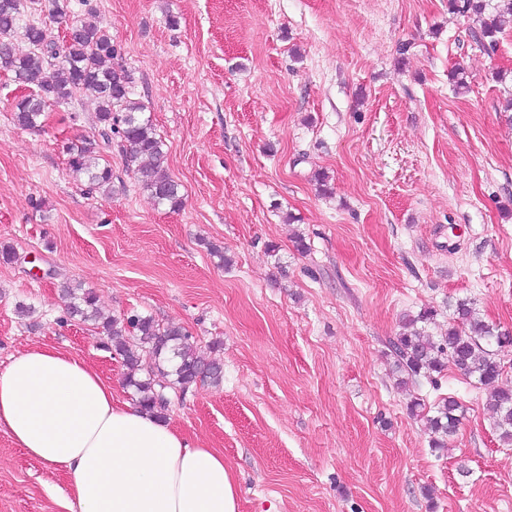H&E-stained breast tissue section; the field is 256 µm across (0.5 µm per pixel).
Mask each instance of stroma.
Instances as JSON below:
<instances>
[{"instance_id":"35a3bbf8","label":"stroma","mask_w":512,"mask_h":512,"mask_svg":"<svg viewBox=\"0 0 512 512\" xmlns=\"http://www.w3.org/2000/svg\"><path fill=\"white\" fill-rule=\"evenodd\" d=\"M23 3L27 24L60 5L105 27L184 205L157 207L117 147L112 197L89 194L63 146L97 138L95 98L23 129L1 72L0 369L51 346L134 401L67 317L79 282L223 365L166 417L223 452L238 512H512L488 389L450 366L399 387L391 351L404 314L443 336L461 299L512 331V16L491 49L449 0ZM448 396L462 423L436 449L408 403ZM70 483L0 430V512H70Z\"/></svg>"}]
</instances>
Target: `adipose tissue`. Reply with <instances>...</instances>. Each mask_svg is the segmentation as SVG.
<instances>
[{
    "mask_svg": "<svg viewBox=\"0 0 512 512\" xmlns=\"http://www.w3.org/2000/svg\"><path fill=\"white\" fill-rule=\"evenodd\" d=\"M0 429L69 474L76 512H238L222 452L118 400L78 356H15L0 372Z\"/></svg>",
    "mask_w": 512,
    "mask_h": 512,
    "instance_id": "ef3b65f1",
    "label": "adipose tissue"
}]
</instances>
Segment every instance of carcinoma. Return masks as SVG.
Returning <instances> with one entry per match:
<instances>
[{"instance_id":"cac0c4a2","label":"carcinoma","mask_w":512,"mask_h":512,"mask_svg":"<svg viewBox=\"0 0 512 512\" xmlns=\"http://www.w3.org/2000/svg\"><path fill=\"white\" fill-rule=\"evenodd\" d=\"M512 12V0L492 4L490 0H450V7L463 13L482 15L500 7ZM24 11L22 0H0V68L14 75V81L33 85L36 91L15 106L14 121L25 129L38 126L43 113L53 104L90 92L98 103L99 139H85L64 146L69 173L85 177L89 193L112 196V168L102 162V152L112 150V136L120 138L125 164L155 204L172 211L184 203L180 184L165 167L164 142L157 136L145 105L134 98L133 76L119 63L121 53L99 25L77 20L56 7L51 25L29 23L19 27ZM32 46L18 53L16 33ZM66 313L72 319L95 326L104 346L121 356L128 369L126 383L135 389L138 405L162 418L171 405L170 394L186 395L199 382L219 384L223 367L201 358L192 335L181 325H160L148 316L123 317L101 314L93 291L80 284L64 290ZM432 317L423 310L409 315L403 331L391 342L400 372L415 382L452 366L467 378L492 387L487 406L500 431V439L512 443V385L499 383L501 367L493 346H512L502 332L486 322L474 303L460 300L453 305V324L448 335L435 339L422 324ZM460 403L452 396L442 399L433 414H425L426 426L434 434L432 445L443 447V438L456 432L461 421Z\"/></svg>"}]
</instances>
